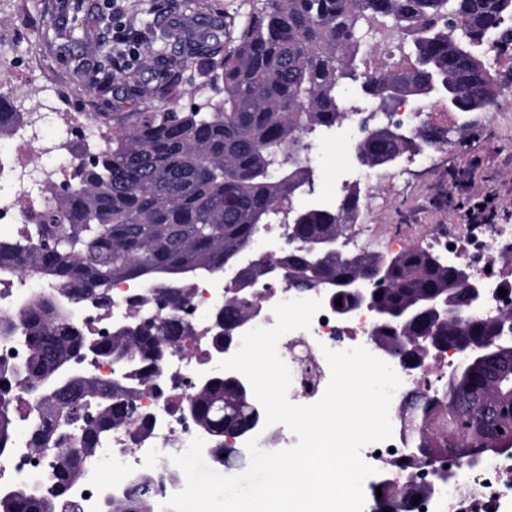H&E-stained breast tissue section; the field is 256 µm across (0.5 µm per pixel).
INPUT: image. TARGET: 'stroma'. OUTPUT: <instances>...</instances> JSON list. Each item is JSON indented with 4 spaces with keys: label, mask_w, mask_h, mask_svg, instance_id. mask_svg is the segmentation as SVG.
I'll use <instances>...</instances> for the list:
<instances>
[{
    "label": "stroma",
    "mask_w": 512,
    "mask_h": 512,
    "mask_svg": "<svg viewBox=\"0 0 512 512\" xmlns=\"http://www.w3.org/2000/svg\"><path fill=\"white\" fill-rule=\"evenodd\" d=\"M161 5L162 0H0V25L21 32L13 71L0 75V93L17 90L19 105L28 107L62 92V104L44 122L45 135L54 140L87 113L104 116L112 127L131 128L141 113L159 106L151 94L157 54L175 51L151 31ZM116 21L140 34L139 58L130 59L124 46L113 43ZM106 54L136 74L139 96L127 95L119 83L104 93L91 89L89 74ZM487 59L498 89L495 103L482 112L436 107L431 119L448 125L452 146L413 162L370 170L359 222L378 225L392 238L431 226L445 230L465 223L470 205L486 198L492 223L512 224V49L489 52ZM354 142L345 124L333 140L315 142L310 157L319 169L320 184L310 202L320 204L325 196L338 195L346 180L356 176Z\"/></svg>",
    "instance_id": "obj_1"
}]
</instances>
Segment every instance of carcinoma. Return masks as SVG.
Returning a JSON list of instances; mask_svg holds the SVG:
<instances>
[{"instance_id":"obj_1","label":"carcinoma","mask_w":512,"mask_h":512,"mask_svg":"<svg viewBox=\"0 0 512 512\" xmlns=\"http://www.w3.org/2000/svg\"><path fill=\"white\" fill-rule=\"evenodd\" d=\"M178 15L155 29L163 43L179 44L178 55L156 62L155 94L161 107L143 113L131 129L104 128L97 152L70 147L71 182L47 198L38 223L24 225L20 238L0 240V276L33 273L62 282L78 299H108L112 282L126 279L154 285L141 303L168 295L165 316L135 333L98 341L93 356L128 359L126 374L113 383L81 379L58 399L28 398L22 416L31 448L54 449L67 438L79 452L57 455L49 483L30 480L0 492V512H61L83 479L102 434L122 426L134 413L133 401L157 376L171 339L194 336L181 318L191 302V280L181 267L204 268L219 276L224 262L248 249L257 225L296 216L297 236L309 240L353 224L361 190L350 186L333 205L301 204L293 199L314 179L310 141L357 111L347 106L341 86L348 80L362 95L388 101L435 98L453 112H481L496 96L495 80L483 56L485 46L512 41V0H256L243 17L215 19L199 12L195 0H176ZM397 33L407 45L409 64L359 69L356 53L366 35ZM224 96L208 110L177 111L169 102L182 91L174 76L185 69ZM101 90L123 84L140 91L134 76L111 63L91 75ZM23 113L7 111L0 96V139L12 136ZM445 126L423 124L412 139H397L390 123L361 133L366 166L392 156L411 160L448 143ZM391 262L380 305L394 310L410 295L455 299V272L435 262V252L410 250L394 262L364 253L352 263L334 254L309 268L302 253L280 257L286 279L317 285L325 277L352 275L362 264ZM57 290L0 313V333L19 329L27 340L29 362L19 373L0 366V463L15 451L14 390L24 380H51L71 353L85 347L78 321L56 307ZM450 344L475 347L491 325L462 324L454 314L432 325L422 320L406 328L407 357L422 352L431 328ZM411 457L451 456L474 465L485 456L512 452V418L488 425L481 409L488 403L512 405V349L487 362L476 357L432 395L412 394ZM198 419L216 431L214 448H223L224 423L242 424L253 416L236 384L219 377L196 402ZM151 476L142 473L114 492L102 512H156L149 494Z\"/></svg>"}]
</instances>
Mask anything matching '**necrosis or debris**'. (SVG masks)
Returning <instances> with one entry per match:
<instances>
[{"label":"necrosis or debris","mask_w":512,"mask_h":512,"mask_svg":"<svg viewBox=\"0 0 512 512\" xmlns=\"http://www.w3.org/2000/svg\"><path fill=\"white\" fill-rule=\"evenodd\" d=\"M41 112L26 113L12 139L17 147L27 149L24 162L0 169V180L11 183L10 196H0V232L20 224L35 223L36 200L48 196L54 185L64 179V167L47 165L46 160L57 154L59 143L46 139L41 132ZM466 239L468 250L462 258L471 273L487 287H497L501 280L497 259L504 245L512 244V225L498 224L490 230L468 224L462 233L449 236L429 234L424 243L448 253H456L459 239ZM226 283L221 279L196 280L192 286V317L194 336L186 343L169 350L154 388L137 400V412L122 430L113 432L97 450L84 481L67 501V512H99L103 499V474H110L113 487L129 483L132 474L152 469L153 497L167 504L178 491L168 474L175 465L174 455L188 448L197 432L183 407L189 394V381L199 372L209 369L210 338L207 328L213 313L223 304ZM151 285L145 281L122 280L109 290L110 301L100 304L87 301L79 322L84 335H107L113 324L127 319ZM375 322L370 312L362 310L342 321L330 305H323L314 316L309 329L294 330L278 342L277 350L291 372L288 398L296 404H312L323 396L330 380L325 349L346 350L364 347L376 353L377 347L369 333ZM448 362L435 359L416 369L395 365L401 380L389 410L392 436L389 440L367 445L363 460L375 470L364 482V512H376L377 488L395 495L406 488L419 487L423 493L415 504H407L403 512H512V456L496 454L473 469H461L445 460L413 462L408 458V435L412 419L403 409L409 394H433L447 373ZM17 451L0 465V481L16 483L33 475L48 477L46 464L27 455L26 433L17 435Z\"/></svg>","instance_id":"4bbe7bcc"}]
</instances>
